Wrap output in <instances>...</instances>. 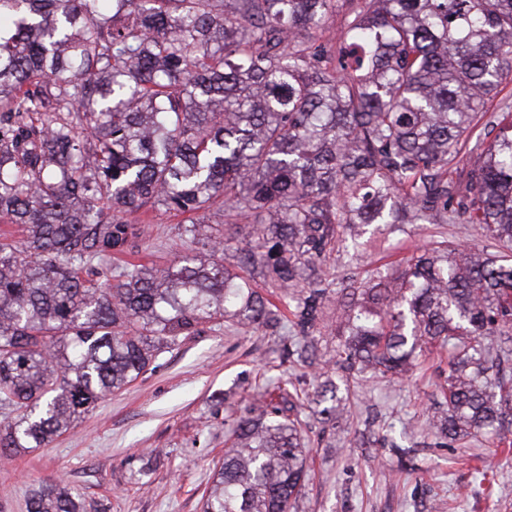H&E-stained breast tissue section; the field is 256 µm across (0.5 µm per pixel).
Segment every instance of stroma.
Segmentation results:
<instances>
[{
	"label": "stroma",
	"mask_w": 512,
	"mask_h": 512,
	"mask_svg": "<svg viewBox=\"0 0 512 512\" xmlns=\"http://www.w3.org/2000/svg\"><path fill=\"white\" fill-rule=\"evenodd\" d=\"M127 220L148 235L131 253L100 266V281L114 283L128 262L163 269L203 252L180 217L164 209ZM438 234L473 247L485 243L472 224H401L360 246L338 245L326 262L329 286L366 277ZM266 379L309 392L317 385L311 370L283 372L277 341L264 329L207 323L49 446L0 458V512H27L31 490L60 479L81 495L87 512H201L229 431L241 416L265 407L254 385ZM439 384L424 364L394 383L371 380L352 396L349 420L333 429L303 410L312 453L298 512H512V452L481 439L446 445L430 434L427 418ZM386 433L410 448L408 469H398L384 448ZM477 465L487 467L485 479H476Z\"/></svg>",
	"instance_id": "35a3bbf8"
}]
</instances>
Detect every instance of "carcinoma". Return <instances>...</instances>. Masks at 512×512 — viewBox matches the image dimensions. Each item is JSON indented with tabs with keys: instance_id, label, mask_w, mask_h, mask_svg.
<instances>
[{
	"instance_id": "carcinoma-1",
	"label": "carcinoma",
	"mask_w": 512,
	"mask_h": 512,
	"mask_svg": "<svg viewBox=\"0 0 512 512\" xmlns=\"http://www.w3.org/2000/svg\"><path fill=\"white\" fill-rule=\"evenodd\" d=\"M0 0V452L48 446L163 347L218 318L289 329L280 365L336 370L309 395L265 386L214 468L202 512H295L311 453L298 409L448 352L438 439L512 445V112L458 177L512 82V0ZM346 31L318 41L338 6ZM265 220L158 269L98 267L128 213ZM476 224L492 250L433 240L331 293L323 265L370 226ZM280 290L265 298L244 273ZM336 303V326L325 323ZM27 512H85L45 482Z\"/></svg>"
}]
</instances>
